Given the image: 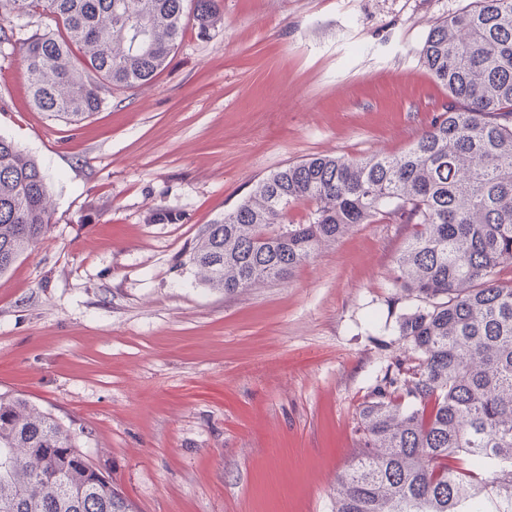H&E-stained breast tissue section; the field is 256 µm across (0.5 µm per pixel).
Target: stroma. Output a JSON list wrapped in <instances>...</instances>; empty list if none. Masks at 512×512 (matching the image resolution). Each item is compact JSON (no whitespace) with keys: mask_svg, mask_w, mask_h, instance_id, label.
<instances>
[{"mask_svg":"<svg viewBox=\"0 0 512 512\" xmlns=\"http://www.w3.org/2000/svg\"><path fill=\"white\" fill-rule=\"evenodd\" d=\"M468 2L223 0L222 27L186 28L151 84L75 126L1 45L0 135L48 173L52 227L0 276V393L89 429L138 512H334L356 412L404 355L408 227L357 225L233 295L186 254L288 163L407 150L448 102L420 50Z\"/></svg>","mask_w":512,"mask_h":512,"instance_id":"1","label":"stroma"}]
</instances>
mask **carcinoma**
<instances>
[{"mask_svg":"<svg viewBox=\"0 0 512 512\" xmlns=\"http://www.w3.org/2000/svg\"><path fill=\"white\" fill-rule=\"evenodd\" d=\"M56 31L15 41L31 104L78 124L112 92L151 83L187 22L207 37L222 0H0ZM421 58L448 106L397 155H313L264 178L204 225L187 255L234 294L284 281L358 224L410 227L393 285L415 298L387 366L357 413V448L336 476L335 512H512V0H471L436 25ZM305 204L302 224L289 220ZM38 161L0 135V275L51 226ZM158 207L150 222L176 224ZM0 512H134L73 432L0 393Z\"/></svg>","mask_w":512,"mask_h":512,"instance_id":"carcinoma-1","label":"carcinoma"}]
</instances>
